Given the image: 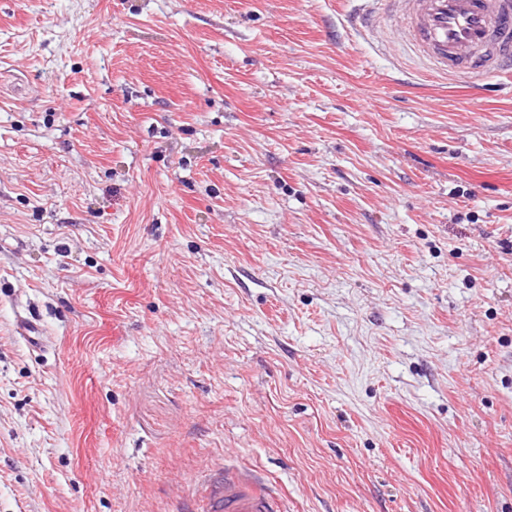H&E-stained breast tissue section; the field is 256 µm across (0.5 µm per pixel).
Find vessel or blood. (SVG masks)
<instances>
[{"instance_id": "vessel-or-blood-1", "label": "vessel or blood", "mask_w": 512, "mask_h": 512, "mask_svg": "<svg viewBox=\"0 0 512 512\" xmlns=\"http://www.w3.org/2000/svg\"><path fill=\"white\" fill-rule=\"evenodd\" d=\"M398 14L406 44L437 77L479 87L512 70V0H376ZM214 512H284L272 486L254 475L225 473Z\"/></svg>"}]
</instances>
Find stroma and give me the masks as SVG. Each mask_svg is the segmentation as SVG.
<instances>
[{
	"instance_id": "1",
	"label": "stroma",
	"mask_w": 512,
	"mask_h": 512,
	"mask_svg": "<svg viewBox=\"0 0 512 512\" xmlns=\"http://www.w3.org/2000/svg\"><path fill=\"white\" fill-rule=\"evenodd\" d=\"M368 8L0 0V512H512V85ZM213 512H284L272 486L255 475L239 477L224 471L223 491L212 500Z\"/></svg>"
}]
</instances>
